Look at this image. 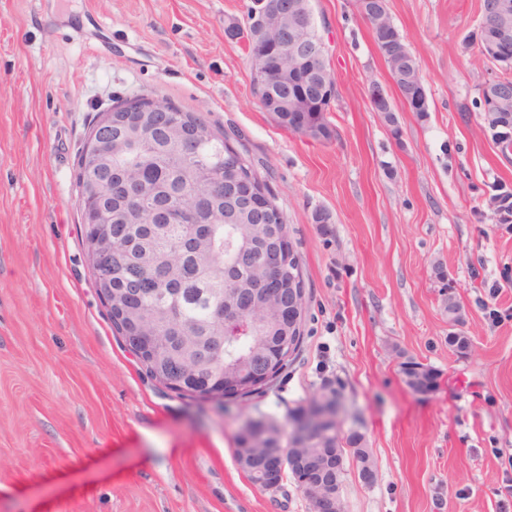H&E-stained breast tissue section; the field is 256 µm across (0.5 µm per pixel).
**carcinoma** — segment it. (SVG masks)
<instances>
[{
    "mask_svg": "<svg viewBox=\"0 0 512 512\" xmlns=\"http://www.w3.org/2000/svg\"><path fill=\"white\" fill-rule=\"evenodd\" d=\"M302 69L308 94L288 101V85L276 83L261 107L277 114L276 124L291 130L297 107L313 121L326 124L328 103L319 99L316 87L326 62L288 60ZM145 97L125 100L112 107V199L95 190L90 180L97 159L81 153L79 181L83 218L93 213L106 220L112 212L108 233L112 243L104 262L116 268L110 281L112 324L129 350L133 337L152 339L155 357L142 361L147 373L159 383L194 396L213 379H227L247 368L264 377L279 356L285 329L269 319L271 309L253 320L215 318L216 308H242L262 287L266 269L260 259L265 246L288 233L277 205L265 199L272 211L270 223L254 220L239 208L226 191H213L211 182L224 170L229 138L215 130L196 112L184 111L163 100L165 112H136ZM138 179L143 193L129 199L123 182ZM198 196L208 199L199 224H152L160 209L180 207ZM400 364L412 389L433 386V372L424 380H411L408 367Z\"/></svg>",
    "mask_w": 512,
    "mask_h": 512,
    "instance_id": "1",
    "label": "carcinoma"
}]
</instances>
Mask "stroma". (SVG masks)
<instances>
[{
  "label": "stroma",
  "instance_id": "stroma-1",
  "mask_svg": "<svg viewBox=\"0 0 512 512\" xmlns=\"http://www.w3.org/2000/svg\"><path fill=\"white\" fill-rule=\"evenodd\" d=\"M248 0H0V512H310L234 456L251 419L287 426L336 391L344 512H499L512 486V191L477 102L482 0H387L428 112L373 111L387 67L355 0H312L338 96L331 140L280 128L226 39ZM137 96L201 113L265 180L302 263L303 341L247 397L183 396L112 328L83 239L78 157ZM472 347H448V293ZM431 368L417 392L400 371Z\"/></svg>",
  "mask_w": 512,
  "mask_h": 512
}]
</instances>
